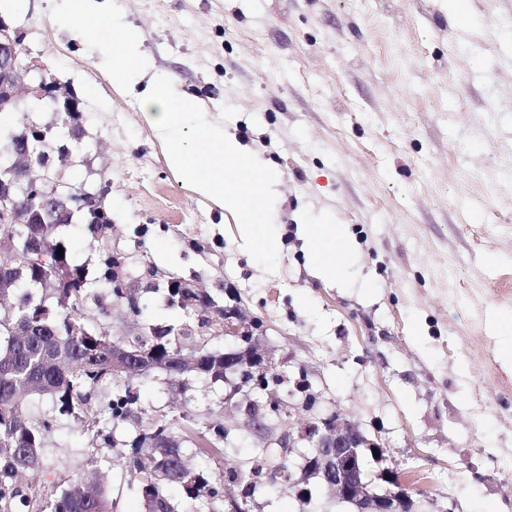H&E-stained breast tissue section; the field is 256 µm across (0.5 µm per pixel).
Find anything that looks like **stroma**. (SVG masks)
<instances>
[{
  "label": "stroma",
  "instance_id": "35a3bbf8",
  "mask_svg": "<svg viewBox=\"0 0 512 512\" xmlns=\"http://www.w3.org/2000/svg\"><path fill=\"white\" fill-rule=\"evenodd\" d=\"M62 6L24 0L9 24L23 61L81 102L113 242L261 321L289 387L307 380L317 411L382 440L369 473L422 479L428 512H512V368L491 326L512 316V0H112L177 93L280 171L264 254L169 169L138 98L113 87L94 38L73 41ZM322 220L354 244L349 285L313 271L298 226ZM58 238L98 279L84 224ZM87 445L65 420L27 481L66 487ZM94 454L113 512H143L121 449ZM256 502L350 512L322 487L307 506L290 484Z\"/></svg>",
  "mask_w": 512,
  "mask_h": 512
}]
</instances>
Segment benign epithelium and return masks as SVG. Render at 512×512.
<instances>
[{"instance_id":"obj_1","label":"benign epithelium","mask_w":512,"mask_h":512,"mask_svg":"<svg viewBox=\"0 0 512 512\" xmlns=\"http://www.w3.org/2000/svg\"><path fill=\"white\" fill-rule=\"evenodd\" d=\"M43 70L37 60L27 63L21 59L20 40L10 26L0 20V103L17 105L23 101L22 95H30L38 100H49L58 104L57 113L77 111L78 102L71 96L59 99L58 87L41 76L26 84L32 73ZM92 146L81 139L65 146L63 166L53 172H17L6 168L16 190L0 194V224L21 223L26 209L23 200L30 191L39 195L45 209L66 213L75 218L72 205L82 203L93 207L98 203L94 184H84L80 189L67 175V171L90 169ZM112 253L125 255L126 271L119 274L114 286L120 289L123 297L139 287L141 277L134 275L137 259L125 254L114 245ZM220 335L232 343V348L224 351V407L243 416L251 433L257 437L262 447L279 449V457L290 458L299 446L311 451V460L322 473L323 486L336 494V498L356 508V512H416L424 506L427 497L413 486L406 474L389 476L391 487L377 490L373 480L362 466V449L378 448L380 444L366 436L353 421L339 416L312 415L303 429L296 433H279L271 424L269 414L291 416L294 404L284 402L277 393L258 388L254 382L274 371L277 366L273 355L261 346L260 338L254 335L252 323L247 322L235 305L224 307V324ZM151 352L138 348L129 351L125 348H112V371L120 373L127 363L139 366L150 363Z\"/></svg>"}]
</instances>
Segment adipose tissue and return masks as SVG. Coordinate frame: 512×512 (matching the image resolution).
Here are the masks:
<instances>
[{"mask_svg":"<svg viewBox=\"0 0 512 512\" xmlns=\"http://www.w3.org/2000/svg\"><path fill=\"white\" fill-rule=\"evenodd\" d=\"M110 0H65L64 20L74 39L96 35L100 58L115 87L137 92L144 115L165 147L169 168L190 189L232 214L245 241L260 253L273 250V209L281 176L195 102L172 91L154 71L139 39L111 22ZM317 272L337 276L349 263L350 245L339 224L301 227Z\"/></svg>","mask_w":512,"mask_h":512,"instance_id":"obj_1","label":"adipose tissue"}]
</instances>
